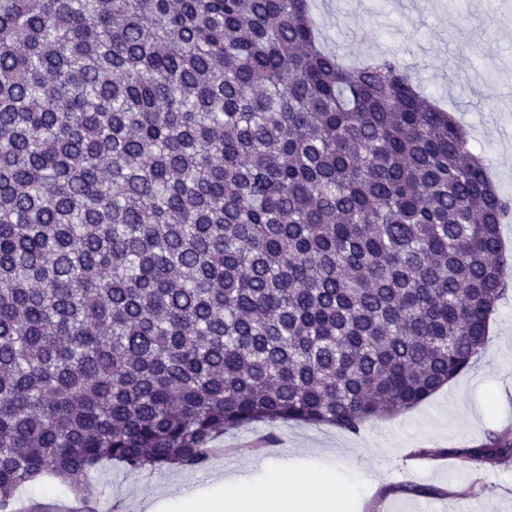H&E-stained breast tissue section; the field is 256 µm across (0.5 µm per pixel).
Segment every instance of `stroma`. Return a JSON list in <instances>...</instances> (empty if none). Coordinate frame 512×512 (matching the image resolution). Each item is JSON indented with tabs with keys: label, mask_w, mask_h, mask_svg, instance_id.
Here are the masks:
<instances>
[{
	"label": "stroma",
	"mask_w": 512,
	"mask_h": 512,
	"mask_svg": "<svg viewBox=\"0 0 512 512\" xmlns=\"http://www.w3.org/2000/svg\"><path fill=\"white\" fill-rule=\"evenodd\" d=\"M328 51L352 62L395 56L413 81L448 108L470 136L499 192L512 199V0H311ZM512 433V295L489 329L487 352L470 370L413 409L368 421L359 433L295 422H256L225 434V453L203 472L104 465L91 474L99 512H142L145 500L180 512L179 491L214 490V476L246 474L258 451L299 470L333 473L349 512H456L468 499L482 512H512V464L475 473L443 457L409 464L414 448H447Z\"/></svg>",
	"instance_id": "1"
}]
</instances>
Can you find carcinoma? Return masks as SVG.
<instances>
[{"mask_svg":"<svg viewBox=\"0 0 512 512\" xmlns=\"http://www.w3.org/2000/svg\"><path fill=\"white\" fill-rule=\"evenodd\" d=\"M511 214L395 58L320 48L310 0H0V512L417 406L487 350ZM412 456L493 469L512 436ZM16 496L17 499L26 503L63 505L73 501L68 488L61 484L21 488L17 491Z\"/></svg>","mask_w":512,"mask_h":512,"instance_id":"obj_1","label":"carcinoma"}]
</instances>
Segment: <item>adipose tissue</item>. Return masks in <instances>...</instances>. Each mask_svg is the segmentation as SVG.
<instances>
[{
	"label": "adipose tissue",
	"instance_id": "1",
	"mask_svg": "<svg viewBox=\"0 0 512 512\" xmlns=\"http://www.w3.org/2000/svg\"><path fill=\"white\" fill-rule=\"evenodd\" d=\"M269 481L263 487L251 485L245 478L228 475L224 493L202 496L198 491H182L184 512H343L327 481L313 482L295 473L287 459L268 462Z\"/></svg>",
	"mask_w": 512,
	"mask_h": 512
}]
</instances>
